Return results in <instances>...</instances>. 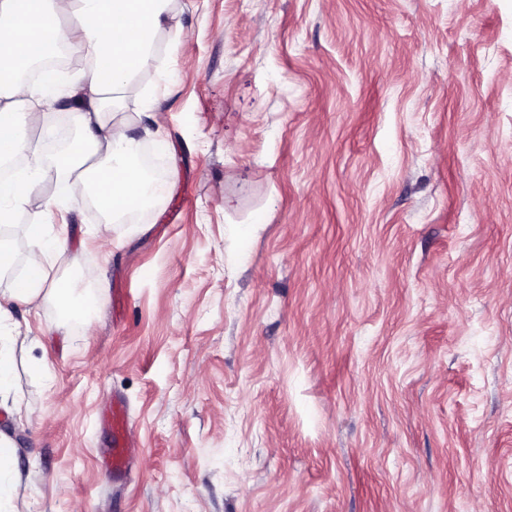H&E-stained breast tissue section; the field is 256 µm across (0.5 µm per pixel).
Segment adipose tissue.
Here are the masks:
<instances>
[{
	"label": "adipose tissue",
	"mask_w": 512,
	"mask_h": 512,
	"mask_svg": "<svg viewBox=\"0 0 512 512\" xmlns=\"http://www.w3.org/2000/svg\"><path fill=\"white\" fill-rule=\"evenodd\" d=\"M167 37L168 51L190 33L175 23L167 0H0V160L24 156V167L0 182V224H13L28 212L29 247L23 259L0 242V273L13 272L10 288L0 290V406L16 422L30 420L15 368L18 334L8 326L13 306L52 304L60 323L87 319L97 304L70 279L56 276L51 260L65 254L67 238L52 219L91 198L104 215L96 240L108 243V225L152 207L170 192L168 182L153 183L132 156L137 118L125 110L128 84L137 73L157 67L156 43ZM76 47L84 64L68 73L47 72L37 84H22V60L48 57ZM62 100L74 104L71 118L81 133L53 162H45L31 133L48 129V111ZM66 184L62 196L44 192L45 183ZM21 482L13 443L0 434V512H16Z\"/></svg>",
	"instance_id": "adipose-tissue-1"
}]
</instances>
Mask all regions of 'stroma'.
Wrapping results in <instances>:
<instances>
[{
	"instance_id": "obj_1",
	"label": "stroma",
	"mask_w": 512,
	"mask_h": 512,
	"mask_svg": "<svg viewBox=\"0 0 512 512\" xmlns=\"http://www.w3.org/2000/svg\"><path fill=\"white\" fill-rule=\"evenodd\" d=\"M172 184L12 312L29 512H512V0H174ZM47 368L33 375L34 364ZM128 407L113 479L100 416ZM104 420L112 434V448H108L102 464L112 477H120L128 472L136 452L127 412L119 403H113Z\"/></svg>"
}]
</instances>
